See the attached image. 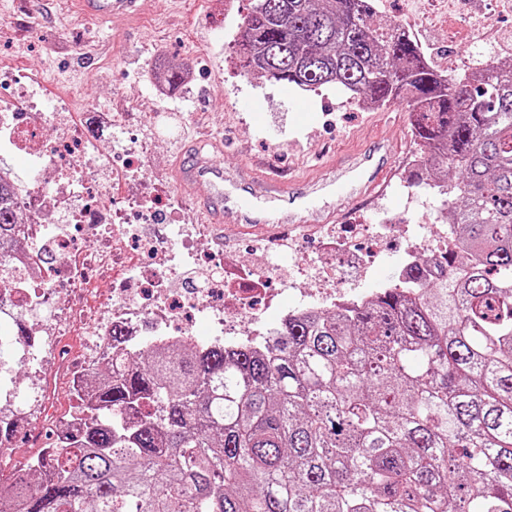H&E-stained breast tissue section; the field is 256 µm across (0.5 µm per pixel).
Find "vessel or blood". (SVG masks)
<instances>
[{
    "label": "vessel or blood",
    "mask_w": 512,
    "mask_h": 512,
    "mask_svg": "<svg viewBox=\"0 0 512 512\" xmlns=\"http://www.w3.org/2000/svg\"><path fill=\"white\" fill-rule=\"evenodd\" d=\"M76 13L93 21L128 17L138 0H70ZM224 144L209 141L180 156L174 175L181 190L196 202L195 215L203 224H324L329 212L310 207L311 199L344 188L347 194L369 196L390 184L392 158L384 139H374L369 151L353 156L351 166L328 178L279 177L243 164L225 169Z\"/></svg>",
    "instance_id": "vessel-or-blood-1"
}]
</instances>
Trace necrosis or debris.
I'll list each match as a JSON object with an SVG mask.
<instances>
[{
    "mask_svg": "<svg viewBox=\"0 0 512 512\" xmlns=\"http://www.w3.org/2000/svg\"><path fill=\"white\" fill-rule=\"evenodd\" d=\"M471 52L467 64L478 72L497 55L485 44L496 28L494 16L480 24L461 21ZM14 94L0 97V175L17 188V205L26 217L20 228L23 247L12 260L0 292V347L10 351L0 358V416L21 422L29 413L22 402L16 367L27 370L31 383L26 395L37 397L50 386L42 350L35 339L45 336L54 346L53 364L73 395L85 393L88 372L98 358L92 353L67 354V336L75 326L94 329L96 335L122 330L120 352L174 342L201 346L202 342L234 345L252 341L247 325L263 319L287 324L289 317L309 312L357 307L373 289L364 287L362 274L384 254L377 244L396 231L405 234L397 273H405L425 251L447 249L448 238L430 239L426 229L400 228L395 216L376 224H348L293 229L290 235L269 239L259 235L255 248L263 261L239 271L226 269L222 255L201 261L209 246L202 224H177L172 195L141 188L138 195L126 187L140 176L144 143H131L116 154H100L98 143L76 122L67 104L49 102L36 76L27 71H0V84ZM91 163L90 175L64 163L67 153ZM26 155L28 166L17 171L13 160ZM171 223L168 235L154 225ZM321 236L324 249L354 256L362 273L352 276L346 267L312 278L301 265L284 268L274 258L294 248L307 234ZM287 278L295 302L275 306V284ZM110 286L112 304L98 309L85 302L91 288ZM210 319L207 338L188 333L186 324Z\"/></svg>",
    "mask_w": 512,
    "mask_h": 512,
    "instance_id": "obj_1",
    "label": "necrosis or debris"
}]
</instances>
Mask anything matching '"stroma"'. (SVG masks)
Masks as SVG:
<instances>
[{
  "label": "stroma",
  "mask_w": 512,
  "mask_h": 512,
  "mask_svg": "<svg viewBox=\"0 0 512 512\" xmlns=\"http://www.w3.org/2000/svg\"><path fill=\"white\" fill-rule=\"evenodd\" d=\"M380 20H404L423 44L466 55L450 32L460 17L494 13V0H378ZM131 20L95 22L71 14L65 0H0V68L32 71L48 95L72 106L88 103L126 113L132 133L151 143L142 157L145 179L174 194L176 223L191 224L194 200L181 194L175 162L203 135L224 141V165L242 160L276 176L316 172L334 160L348 165L350 150H368L383 137L397 156L395 181L410 178L417 149L404 107L385 110L358 104L326 86L316 91L247 75L235 40L247 0H139ZM183 72L181 83L156 91L168 66ZM405 205L394 191L369 199L336 196L328 207L340 224L369 223L376 210L400 215L407 224L439 229L443 207L436 197L415 190Z\"/></svg>",
  "instance_id": "stroma-1"
}]
</instances>
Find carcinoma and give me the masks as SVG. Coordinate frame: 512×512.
I'll use <instances>...</instances> for the list:
<instances>
[{"label": "carcinoma", "mask_w": 512, "mask_h": 512, "mask_svg": "<svg viewBox=\"0 0 512 512\" xmlns=\"http://www.w3.org/2000/svg\"><path fill=\"white\" fill-rule=\"evenodd\" d=\"M372 0H249L246 72L404 101L459 252L276 347L106 356L0 512H512V65L444 74ZM0 183V267L17 251Z\"/></svg>", "instance_id": "1"}]
</instances>
